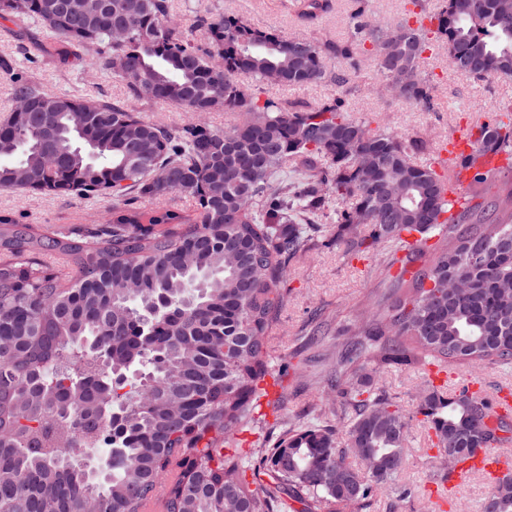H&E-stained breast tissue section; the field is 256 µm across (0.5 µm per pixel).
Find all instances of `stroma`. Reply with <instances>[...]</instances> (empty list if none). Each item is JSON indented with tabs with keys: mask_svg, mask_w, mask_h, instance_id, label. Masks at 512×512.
<instances>
[{
	"mask_svg": "<svg viewBox=\"0 0 512 512\" xmlns=\"http://www.w3.org/2000/svg\"><path fill=\"white\" fill-rule=\"evenodd\" d=\"M354 0H331V7L312 23L300 18L301 0H170V11L183 31L198 43H206V19L221 14L243 18L251 24L289 37L305 35L324 42L350 39ZM11 21L0 19V121L14 106L13 90L21 81L41 87L46 93H67L75 97H97L132 104L148 122L173 130L205 121L224 130L237 122L233 112H186L159 100H131L125 84L101 69L83 64L62 65L57 59L37 54L29 40L15 38ZM358 65L346 69L342 60L325 59L328 76L305 86H261V97H280L317 104L345 95V108L371 126L414 135L430 134L444 142L453 132L484 120L503 100L512 99V83L495 79L472 82L461 78L448 65L445 51L423 54L419 74L434 86L436 109L426 112L413 103L378 95L379 83L371 43L359 45ZM346 72L347 89H340L334 77ZM0 218L30 224L46 233L92 229L112 218V199H87L79 195L38 194L23 190L0 191ZM338 227L326 224L308 250L292 260L283 286L285 302L280 309L269 349L271 367L280 373L282 394L262 398L255 421L236 432L224 445L225 453H238L249 466H257L261 451L271 448L288 425L323 419L333 423L339 446L347 444L348 421L336 416V392L329 385L332 353L344 333L358 321L368 303L389 292L386 255L378 250L367 255L348 252L337 242ZM375 389L396 397L405 412H412L416 398L428 386L426 374L390 369L370 374ZM480 383L485 394L512 387V369L491 363L466 364L440 382L442 392L451 393L459 383ZM409 464L400 477L411 488L409 498L393 492L380 494L367 512H432L430 489L436 468L430 440L419 422L408 432Z\"/></svg>",
	"mask_w": 512,
	"mask_h": 512,
	"instance_id": "stroma-1",
	"label": "stroma"
}]
</instances>
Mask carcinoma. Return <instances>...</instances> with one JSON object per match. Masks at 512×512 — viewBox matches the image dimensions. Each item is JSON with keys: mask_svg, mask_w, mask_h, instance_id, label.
<instances>
[{"mask_svg": "<svg viewBox=\"0 0 512 512\" xmlns=\"http://www.w3.org/2000/svg\"><path fill=\"white\" fill-rule=\"evenodd\" d=\"M329 8L304 0L301 17ZM356 16L395 97L431 109L418 64L435 42L458 76L512 81V0H443L430 28ZM0 18L38 27L42 53L97 65L133 98L241 117L227 130L174 133L125 105L15 86L37 109L0 123V190L110 196L114 205L112 222L89 236L0 219V512L88 503L144 512L164 477V512H292L291 500L302 512H345L370 505L405 470L412 416L436 454L458 465L512 444V415L494 416L493 398L466 385L447 397L428 388L407 415L346 378L353 363L372 372L512 367V186L463 203L448 197L457 169L474 170L471 186L488 181L474 169L484 153L512 160L511 104L475 126V152L441 174L423 136L373 129L339 100L255 92L272 71L276 86L321 81L327 56L353 57L349 42L285 38L219 15L203 48L172 21L169 0H0ZM116 24L126 30L120 44ZM176 192L197 209L162 202ZM333 203L355 252L381 247L388 267L400 264L393 296L336 347V414L351 413L348 447L362 469L347 462L333 425L310 421L288 427L264 457L271 489H253L224 441L267 395L281 279ZM57 254L73 277L45 265ZM450 279L468 282L451 300ZM482 512H512L511 478L490 483Z\"/></svg>", "mask_w": 512, "mask_h": 512, "instance_id": "cac0c4a2", "label": "carcinoma"}]
</instances>
